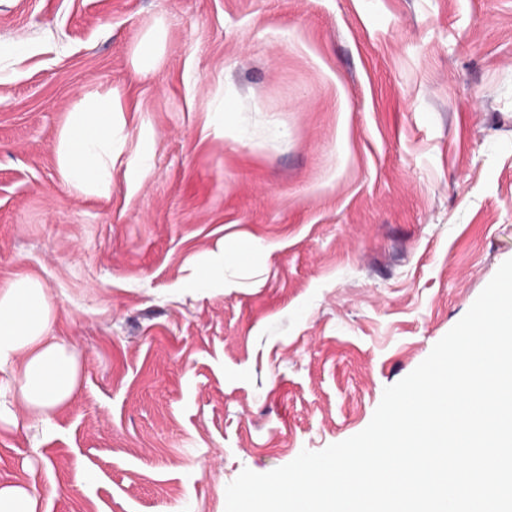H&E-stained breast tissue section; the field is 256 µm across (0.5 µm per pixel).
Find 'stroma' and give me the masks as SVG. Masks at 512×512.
<instances>
[{"label":"stroma","mask_w":512,"mask_h":512,"mask_svg":"<svg viewBox=\"0 0 512 512\" xmlns=\"http://www.w3.org/2000/svg\"><path fill=\"white\" fill-rule=\"evenodd\" d=\"M106 90L126 140L80 194L55 145ZM510 258L512 0H0V283L40 278L83 368L0 431L46 512H225L365 429ZM195 288L205 290L224 283V251L211 254L193 273Z\"/></svg>","instance_id":"obj_1"}]
</instances>
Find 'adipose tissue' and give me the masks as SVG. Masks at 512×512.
Masks as SVG:
<instances>
[{
  "instance_id": "adipose-tissue-1",
  "label": "adipose tissue",
  "mask_w": 512,
  "mask_h": 512,
  "mask_svg": "<svg viewBox=\"0 0 512 512\" xmlns=\"http://www.w3.org/2000/svg\"><path fill=\"white\" fill-rule=\"evenodd\" d=\"M111 93L85 92L72 104L59 133L56 160L65 184L103 193L122 145L116 137ZM55 307L41 280L19 275L0 283V425L18 412L43 428L70 403L82 378L76 354L51 333Z\"/></svg>"
}]
</instances>
